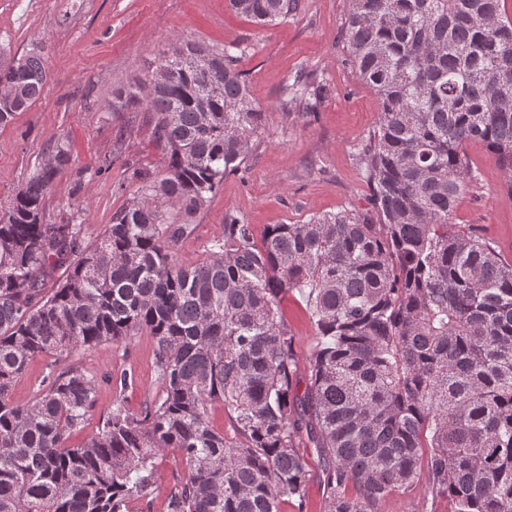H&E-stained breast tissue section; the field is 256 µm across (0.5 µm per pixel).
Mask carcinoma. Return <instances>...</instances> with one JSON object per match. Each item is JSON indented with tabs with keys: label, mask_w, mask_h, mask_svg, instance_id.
<instances>
[{
	"label": "carcinoma",
	"mask_w": 512,
	"mask_h": 512,
	"mask_svg": "<svg viewBox=\"0 0 512 512\" xmlns=\"http://www.w3.org/2000/svg\"><path fill=\"white\" fill-rule=\"evenodd\" d=\"M260 25L296 0H229ZM348 62L380 103L359 161L366 212L272 224L261 242L237 215L200 262L179 263L224 177L256 149L266 112L229 48L177 39L211 57L212 96L168 61L165 84L118 88L148 114L165 173L140 171L132 200L85 242L79 212L44 220L70 157L58 144L0 206V512H151L157 459L184 475L166 512H303L320 462L326 512H383L415 489L447 512H512V263L468 224L451 223L478 178V141L512 197V18L505 0H349ZM44 49L0 65V125L43 93ZM280 101L313 112L329 93L297 79ZM65 268L56 288L45 281ZM306 298L315 344L299 390L296 336L281 304ZM152 336L162 395L129 412L121 399L84 443L66 441L92 407L94 378L68 369L32 400L11 398L39 354ZM224 404L232 435L210 424Z\"/></svg>",
	"instance_id": "obj_1"
}]
</instances>
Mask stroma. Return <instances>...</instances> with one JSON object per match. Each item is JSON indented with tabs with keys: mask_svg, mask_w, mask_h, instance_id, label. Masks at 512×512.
I'll return each mask as SVG.
<instances>
[{
	"mask_svg": "<svg viewBox=\"0 0 512 512\" xmlns=\"http://www.w3.org/2000/svg\"><path fill=\"white\" fill-rule=\"evenodd\" d=\"M347 12V0H298L287 18L262 27L233 12L229 0H0V51L6 57L20 56L38 41L48 47L43 94L0 126V205L25 184L47 147L63 144L70 162L45 200V218L58 224L81 211L86 239L94 241L132 198L135 170L165 169L146 113L113 111L112 92L145 77L150 62L180 37L219 48L244 43L239 67L267 122L242 171L225 178L197 214L191 234L174 246L177 261L203 259L210 242L222 235L228 214L251 224L260 239L272 224L365 210L370 189L358 150L378 123L380 105L346 62ZM299 74L329 87L317 111L279 108L283 87ZM465 153L478 179L457 199L453 221L477 226L510 263L507 177L483 144L469 143ZM282 313L298 340L299 361L307 363L314 336L305 300L289 295ZM66 366L96 380L93 406L71 434L72 446L97 432L116 398L137 413L159 391L153 342L141 333L74 350L62 360L35 356L13 387L14 400L34 398L48 376ZM121 370L133 373L136 383L120 394L109 376Z\"/></svg>",
	"mask_w": 512,
	"mask_h": 512,
	"instance_id": "1",
	"label": "stroma"
}]
</instances>
